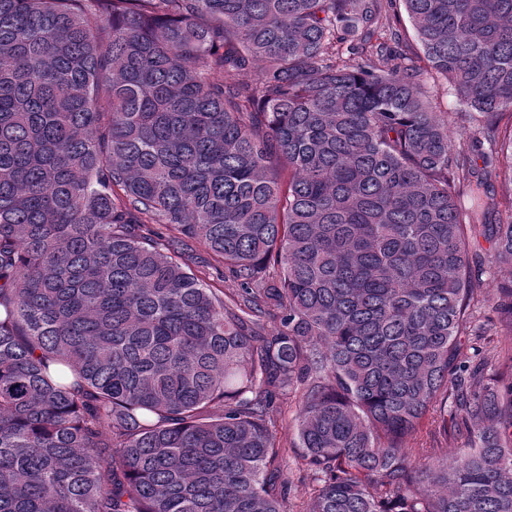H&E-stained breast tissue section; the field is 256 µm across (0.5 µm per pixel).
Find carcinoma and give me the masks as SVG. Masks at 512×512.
<instances>
[{"label":"carcinoma","instance_id":"cac0c4a2","mask_svg":"<svg viewBox=\"0 0 512 512\" xmlns=\"http://www.w3.org/2000/svg\"><path fill=\"white\" fill-rule=\"evenodd\" d=\"M393 2L0 0V512H285L291 393L309 512H512V0ZM509 279H512V265L507 264L495 265L483 274L482 293L485 301L481 308L473 311V320L475 323L486 325L488 336H482L481 339L468 334L458 336L459 344L469 356L473 357L474 363L484 360L487 375H496L502 371L505 363L504 355L507 350L509 354L511 353L509 336H503L504 329L495 322L496 314L492 311L497 288ZM495 346L498 347L494 348ZM435 415H429L425 418L418 430L409 435L405 441L406 448H434L431 451V457L433 459H444L448 454L450 458L455 454L458 448H462L463 439H459L457 442L453 440L446 441L442 436L436 433L437 422H434Z\"/></svg>","mask_w":512,"mask_h":512}]
</instances>
